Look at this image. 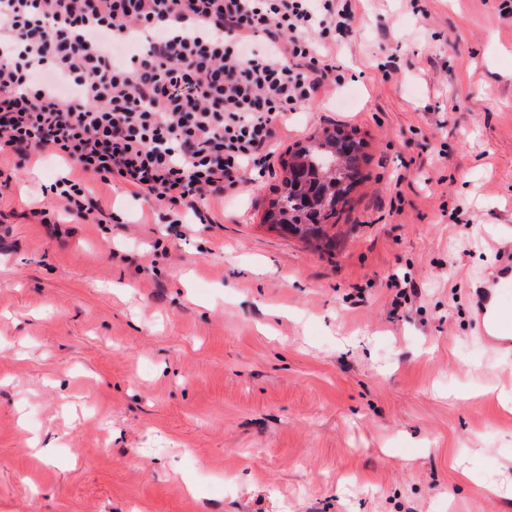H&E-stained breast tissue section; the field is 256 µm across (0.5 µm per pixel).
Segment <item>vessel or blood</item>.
<instances>
[{"mask_svg":"<svg viewBox=\"0 0 512 512\" xmlns=\"http://www.w3.org/2000/svg\"><path fill=\"white\" fill-rule=\"evenodd\" d=\"M497 252L498 273L475 290L476 319L487 345L498 354L511 356L512 304L497 301L495 295L502 287L512 284V243L498 245Z\"/></svg>","mask_w":512,"mask_h":512,"instance_id":"1","label":"vessel or blood"}]
</instances>
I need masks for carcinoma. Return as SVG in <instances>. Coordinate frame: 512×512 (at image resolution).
<instances>
[{"label":"carcinoma","mask_w":512,"mask_h":512,"mask_svg":"<svg viewBox=\"0 0 512 512\" xmlns=\"http://www.w3.org/2000/svg\"><path fill=\"white\" fill-rule=\"evenodd\" d=\"M367 142L356 129L323 127L281 158V185L274 190L264 221L320 250L331 245L330 230L368 173Z\"/></svg>","instance_id":"obj_1"}]
</instances>
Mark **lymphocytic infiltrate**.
Segmentation results:
<instances>
[{
	"label": "lymphocytic infiltrate",
	"instance_id": "lymphocytic-infiltrate-1",
	"mask_svg": "<svg viewBox=\"0 0 512 512\" xmlns=\"http://www.w3.org/2000/svg\"><path fill=\"white\" fill-rule=\"evenodd\" d=\"M337 0H0V152L66 160L42 224H101L84 182L198 212L271 168L288 115L339 82Z\"/></svg>",
	"mask_w": 512,
	"mask_h": 512
}]
</instances>
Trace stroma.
<instances>
[{"label": "stroma", "mask_w": 512, "mask_h": 512, "mask_svg": "<svg viewBox=\"0 0 512 512\" xmlns=\"http://www.w3.org/2000/svg\"><path fill=\"white\" fill-rule=\"evenodd\" d=\"M350 6L274 147L365 134L330 251L264 224L276 167L175 224L91 179L112 222L59 237L60 163L0 184V512H512V358L473 305L512 242V0Z\"/></svg>", "instance_id": "35a3bbf8"}]
</instances>
